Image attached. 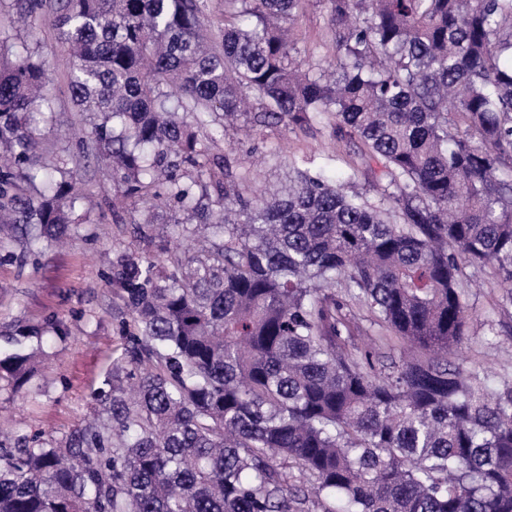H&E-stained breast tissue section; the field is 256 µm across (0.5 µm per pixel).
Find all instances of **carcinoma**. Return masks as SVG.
Returning a JSON list of instances; mask_svg holds the SVG:
<instances>
[{
    "label": "carcinoma",
    "instance_id": "cac0c4a2",
    "mask_svg": "<svg viewBox=\"0 0 512 512\" xmlns=\"http://www.w3.org/2000/svg\"><path fill=\"white\" fill-rule=\"evenodd\" d=\"M305 0H27L71 57L80 141L114 195L171 211L163 257L104 278L124 343L92 416L0 435V512H512V383L465 372L467 268L512 307V0H320L336 77L291 55ZM35 49L0 41V233L37 256L84 218ZM260 101L241 109L246 94ZM361 142L349 181L258 194L224 124ZM54 316L3 334L0 391L45 368Z\"/></svg>",
    "mask_w": 512,
    "mask_h": 512
}]
</instances>
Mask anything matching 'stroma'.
Instances as JSON below:
<instances>
[{
	"mask_svg": "<svg viewBox=\"0 0 512 512\" xmlns=\"http://www.w3.org/2000/svg\"><path fill=\"white\" fill-rule=\"evenodd\" d=\"M298 51L335 67V47L328 16L319 0H309L296 24ZM17 38L38 48L49 69L50 92L57 124L45 139L47 160L58 162L78 151L77 125L68 89V60L51 24L37 19L21 27ZM217 147L234 160L239 175L257 192H278L288 184V167L297 165L320 171L336 183L346 182L356 145H337L334 117H326L305 131L285 127H257L237 122L227 129ZM86 196L88 222L66 247L44 252L37 264L0 265V331L19 323H34L56 316L69 330L58 343L48 368L39 377L42 393L24 399L0 392V416L19 414L27 433L67 432L90 415L98 387L115 350L123 344L120 328L127 314L121 301L102 277L116 256L137 249L132 222L139 218L137 204L113 207L112 177L107 169L90 162L77 172ZM469 338L462 357L467 372L512 381V315L498 311V289L486 269H469Z\"/></svg>",
	"mask_w": 512,
	"mask_h": 512,
	"instance_id": "obj_1",
	"label": "stroma"
}]
</instances>
